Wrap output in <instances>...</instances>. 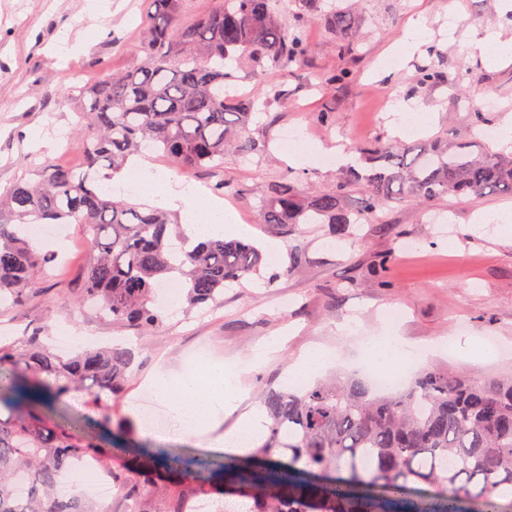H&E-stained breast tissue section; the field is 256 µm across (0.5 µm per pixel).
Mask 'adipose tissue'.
I'll return each instance as SVG.
<instances>
[{"label": "adipose tissue", "mask_w": 512, "mask_h": 512, "mask_svg": "<svg viewBox=\"0 0 512 512\" xmlns=\"http://www.w3.org/2000/svg\"><path fill=\"white\" fill-rule=\"evenodd\" d=\"M130 177L138 196L160 205L183 207L188 216L185 227L191 238L243 236L248 232L247 227L238 224L233 211L222 208L218 201L193 191H173L171 176L153 171L147 159L134 160ZM445 343L442 337L422 344L411 343L401 336L397 325L387 323L379 335L365 339L358 360L366 370L385 372L398 362L413 364ZM341 363L336 350L319 347L301 353L288 365L286 374L289 381L304 385ZM205 369L207 377L203 380L191 373L175 379L160 369L147 380L167 403L181 436L201 433L212 425L218 413L236 410L248 396L241 373L229 370L220 361L207 362Z\"/></svg>", "instance_id": "ef3b65f1"}]
</instances>
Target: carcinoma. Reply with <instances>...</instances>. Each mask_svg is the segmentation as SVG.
Returning <instances> with one entry per match:
<instances>
[{
	"instance_id": "carcinoma-1",
	"label": "carcinoma",
	"mask_w": 512,
	"mask_h": 512,
	"mask_svg": "<svg viewBox=\"0 0 512 512\" xmlns=\"http://www.w3.org/2000/svg\"><path fill=\"white\" fill-rule=\"evenodd\" d=\"M148 2L140 57L125 71L102 74L77 99L74 147L83 169L47 161L0 191L1 303L32 297L36 272L52 261L28 238L37 224H77L96 251L74 311L88 307L103 321L143 332L165 320L158 297L169 282L189 308H201L265 264L255 246L224 238L193 243L175 258L180 218L116 199L102 179L121 174L129 157L148 146L186 170L222 168L227 148L256 150L249 126L258 99L231 97V83L242 72L260 96H285L283 86H268L267 74L287 75L308 57L305 30L288 22V0H216L188 20L185 0ZM323 22L343 37L341 52L361 38L349 7L336 6ZM441 79L433 62L416 75L423 86ZM360 155L367 167H349L334 187L308 192L287 178L267 184L260 223L275 231L329 224L340 233L405 198L512 195V156L475 157L446 140L423 149L380 142ZM354 185L362 198L351 212L341 197ZM135 361L123 346L61 357L37 332L21 350L0 344V391L12 393L11 416L0 419V512H101L77 485V464L88 456L112 474L122 512H183L186 498L215 493L224 497L220 512H463L467 503L478 512H512V375L483 379L432 368L383 396L350 378L268 390V434L255 449L263 465L229 459L217 486L201 479L210 465L204 456H188L170 473L154 457L113 466L117 448L47 424L26 409L14 378L17 369L46 376L51 398L89 389L98 408L122 394ZM66 480L70 489L61 494Z\"/></svg>"
}]
</instances>
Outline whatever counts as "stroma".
Returning <instances> with one entry per match:
<instances>
[{
  "instance_id": "35a3bbf8",
  "label": "stroma",
  "mask_w": 512,
  "mask_h": 512,
  "mask_svg": "<svg viewBox=\"0 0 512 512\" xmlns=\"http://www.w3.org/2000/svg\"><path fill=\"white\" fill-rule=\"evenodd\" d=\"M148 8L147 0H112L110 15L101 18L88 10L87 0H0V191L47 160L81 165L80 154L34 149L33 136L41 132L56 139L73 131L77 116L70 87L136 61ZM359 14L364 37L346 54L338 50V34L303 18L309 59L286 80L278 71H269L268 84L287 83L288 95L254 114L250 132L255 153H225L218 177L206 169L178 170L156 154L149 157L156 169L172 174L181 186H199L210 197L223 199L238 223L250 227L249 242L259 247L275 239L284 248L259 274L225 290L223 303L212 315L185 312L175 300L164 323L147 336L90 313L74 317L67 298L94 254L74 224L68 227L67 265L36 275L30 300L0 306V340L7 343L21 344L23 336L37 329L53 336L60 325L68 324L76 335L95 337L102 344L119 339L139 352L137 374L105 409H92L81 390L55 405L32 397L33 407L47 419L73 424L96 417L103 425L95 441L118 444L127 458L161 454L172 461L198 451L219 459L224 450L217 434L236 427L239 413L221 414L215 433L184 438L144 435L140 400L145 378L156 367L181 373L187 359L199 351L226 364L250 360L260 339L283 335L279 360L246 375L250 402L257 405L267 389L285 387L282 370L302 351L329 346L356 357L364 337L378 332L382 313L390 308L401 310L400 331L412 343L440 336L480 340L493 335L512 346V238L497 237L491 224L479 234L468 231L474 213L512 205L510 195L442 198L427 204L396 201L336 238L325 224L278 235L258 221L256 192L268 183L298 176L303 186L318 189L340 178L341 163L322 158L299 169L289 166L276 150L284 129H299L305 139L328 147L366 148L392 137L386 101L412 97L431 110L432 119L429 131L407 136V143L421 146L444 136L468 143L475 153L489 154L491 144L472 123L473 105L485 97L496 100V107L485 112L487 126L494 129L512 115V59L486 62L479 43L489 33L512 38V6L507 0H359ZM419 15L426 20L428 46L441 53L445 81L435 86L415 82L418 67L429 61L426 49L412 53L394 76L380 68L403 39L410 19ZM340 70L348 71L347 82L319 90V77ZM321 112L329 113V124L318 121ZM226 182L236 186V193L225 194ZM437 215L451 219L458 251H449V238L432 226ZM406 242L416 243L418 253H405ZM295 250L303 255L296 266L291 263ZM385 255L391 258L388 288L381 287L373 271ZM285 268L290 271L286 277L281 274ZM282 294L288 297L284 308L278 304ZM354 314L362 319L360 334L337 333V325ZM426 363L477 376L512 373V353L467 366L454 352L443 351L427 357Z\"/></svg>"
}]
</instances>
